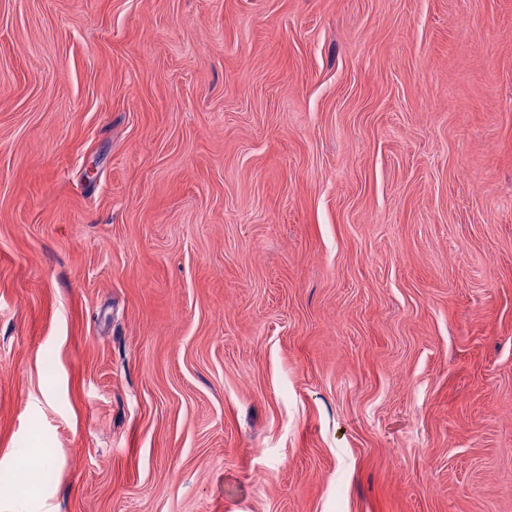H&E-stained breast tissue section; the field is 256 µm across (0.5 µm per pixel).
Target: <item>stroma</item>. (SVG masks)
Instances as JSON below:
<instances>
[{
	"label": "stroma",
	"mask_w": 512,
	"mask_h": 512,
	"mask_svg": "<svg viewBox=\"0 0 512 512\" xmlns=\"http://www.w3.org/2000/svg\"><path fill=\"white\" fill-rule=\"evenodd\" d=\"M0 512H512V0H0Z\"/></svg>",
	"instance_id": "stroma-1"
}]
</instances>
